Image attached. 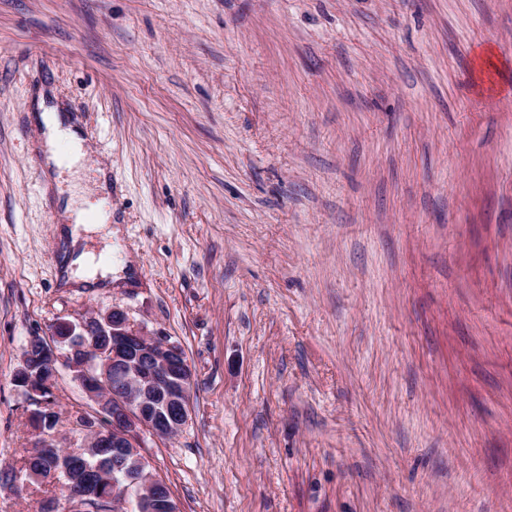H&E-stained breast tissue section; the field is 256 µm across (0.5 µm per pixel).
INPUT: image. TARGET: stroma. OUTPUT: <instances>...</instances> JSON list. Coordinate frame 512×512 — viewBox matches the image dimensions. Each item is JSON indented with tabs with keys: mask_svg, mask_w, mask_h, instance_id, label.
<instances>
[{
	"mask_svg": "<svg viewBox=\"0 0 512 512\" xmlns=\"http://www.w3.org/2000/svg\"><path fill=\"white\" fill-rule=\"evenodd\" d=\"M41 93L134 286L58 284ZM115 308L193 371L144 450L181 512H512V0H0V512L54 493L29 339Z\"/></svg>",
	"mask_w": 512,
	"mask_h": 512,
	"instance_id": "1",
	"label": "stroma"
}]
</instances>
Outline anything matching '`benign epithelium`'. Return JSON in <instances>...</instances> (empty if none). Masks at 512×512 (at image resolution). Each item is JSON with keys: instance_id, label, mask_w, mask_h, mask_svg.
<instances>
[{"instance_id": "benign-epithelium-1", "label": "benign epithelium", "mask_w": 512, "mask_h": 512, "mask_svg": "<svg viewBox=\"0 0 512 512\" xmlns=\"http://www.w3.org/2000/svg\"><path fill=\"white\" fill-rule=\"evenodd\" d=\"M60 331L68 336L77 333L69 322L61 323ZM77 334L90 341V346L77 358L65 356L66 366L95 404L112 402V427L96 433L92 445L122 451L141 449L148 437L166 439L183 431L189 420L194 378L188 360L174 343L131 325L119 309L104 315L102 330L93 332L83 324ZM56 340H61L57 334L35 336L27 350L41 351L53 369L58 361ZM129 372L136 382L132 395L111 397L102 392V380L109 374L123 376Z\"/></svg>"}]
</instances>
